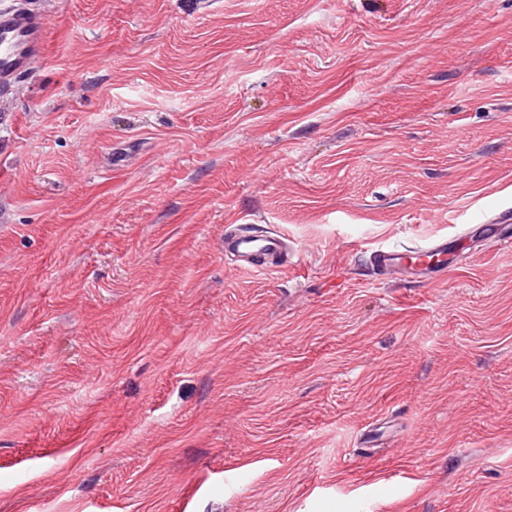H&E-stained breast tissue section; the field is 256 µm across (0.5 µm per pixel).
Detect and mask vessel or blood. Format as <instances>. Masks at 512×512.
I'll return each mask as SVG.
<instances>
[{
    "label": "vessel or blood",
    "instance_id": "vessel-or-blood-1",
    "mask_svg": "<svg viewBox=\"0 0 512 512\" xmlns=\"http://www.w3.org/2000/svg\"><path fill=\"white\" fill-rule=\"evenodd\" d=\"M47 18L33 8L0 9V92H15L34 65L44 57ZM479 232L496 242L512 240V209L500 210L489 223L479 225ZM457 236L443 235L426 244L385 247L372 251L371 263L381 277H403L435 283L448 272L455 259ZM225 253L248 263L250 270L263 274L269 262L286 255L279 235L231 230L224 235Z\"/></svg>",
    "mask_w": 512,
    "mask_h": 512
}]
</instances>
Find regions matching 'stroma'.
<instances>
[{"mask_svg": "<svg viewBox=\"0 0 512 512\" xmlns=\"http://www.w3.org/2000/svg\"><path fill=\"white\" fill-rule=\"evenodd\" d=\"M41 6L0 124V512H512V248L370 264L512 207V0ZM224 252L248 263L249 266L246 268L257 274H264L283 263L267 264V259H282L287 256L281 236L258 234L248 230L226 232ZM462 237L443 235L426 244L378 248L371 252V263L383 277H403L420 282L435 283L454 266L456 244Z\"/></svg>", "mask_w": 512, "mask_h": 512, "instance_id": "35a3bbf8", "label": "stroma"}]
</instances>
